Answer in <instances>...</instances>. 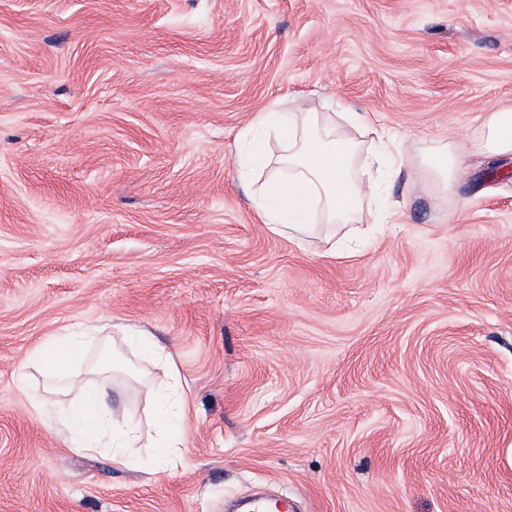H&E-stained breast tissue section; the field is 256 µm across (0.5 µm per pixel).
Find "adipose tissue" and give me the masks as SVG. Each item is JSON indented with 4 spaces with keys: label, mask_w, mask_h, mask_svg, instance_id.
<instances>
[{
    "label": "adipose tissue",
    "mask_w": 512,
    "mask_h": 512,
    "mask_svg": "<svg viewBox=\"0 0 512 512\" xmlns=\"http://www.w3.org/2000/svg\"><path fill=\"white\" fill-rule=\"evenodd\" d=\"M370 126L364 113L346 106L336 112L271 108L258 114L241 135L237 176L248 186L261 222L294 234L311 223L358 224L374 209L379 223H395L400 202L379 201L377 188L400 172L405 155L392 138L366 141ZM273 141L279 146L275 153L269 149ZM473 155H512V106L487 113L468 142L439 140L424 148L418 160L423 187L459 206L456 181ZM68 385L72 398L64 425L74 448L94 452L106 447L113 461L129 460L139 441L138 423L115 425L103 387L76 377ZM157 408L160 439L150 462L167 470L179 461L174 452L180 444L174 431L177 412L163 397Z\"/></svg>",
    "instance_id": "1"
}]
</instances>
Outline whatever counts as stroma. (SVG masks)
Returning a JSON list of instances; mask_svg holds the SVG:
<instances>
[{"label":"stroma","instance_id":"obj_1","mask_svg":"<svg viewBox=\"0 0 512 512\" xmlns=\"http://www.w3.org/2000/svg\"><path fill=\"white\" fill-rule=\"evenodd\" d=\"M345 101L408 157L400 223H259L237 138ZM512 106V0H0V512H512V157L457 193L415 160ZM139 422L129 463L71 448L32 352ZM181 462L149 464L167 367ZM31 387L19 389L20 373ZM94 339V336H82L77 332L53 336L44 347H40L34 352L32 359L39 361L48 373H55V370L47 365V357L57 364L59 361L80 353L87 343Z\"/></svg>","mask_w":512,"mask_h":512}]
</instances>
